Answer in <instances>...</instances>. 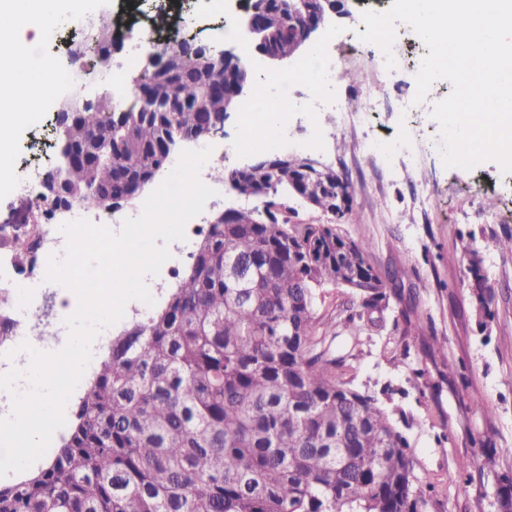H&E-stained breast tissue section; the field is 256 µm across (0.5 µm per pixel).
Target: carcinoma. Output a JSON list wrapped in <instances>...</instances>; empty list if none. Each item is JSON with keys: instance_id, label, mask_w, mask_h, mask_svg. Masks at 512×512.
<instances>
[{"instance_id": "obj_1", "label": "carcinoma", "mask_w": 512, "mask_h": 512, "mask_svg": "<svg viewBox=\"0 0 512 512\" xmlns=\"http://www.w3.org/2000/svg\"><path fill=\"white\" fill-rule=\"evenodd\" d=\"M315 0H249L279 59L304 50L291 12ZM78 49L109 68L105 17L83 24ZM155 74L135 78L132 104L76 105L57 126L58 175L83 207L103 194L135 200L172 171L174 148L202 140L213 119L241 110L252 82L248 57L214 74L192 39L167 40ZM267 148L255 163L217 171L261 207L212 223L195 243L178 287L150 317L112 339L89 377L61 444L41 464L0 481V512H424L407 438L395 410L339 375L353 353L333 347L353 316H318L319 289L359 277L361 307L403 301L394 277L366 259L370 243L333 224H292L288 198L308 196L333 217L336 177L305 171ZM274 221L265 222L264 214ZM466 278L489 322L494 286L478 252Z\"/></svg>"}]
</instances>
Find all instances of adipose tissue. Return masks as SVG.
Returning a JSON list of instances; mask_svg holds the SVG:
<instances>
[{
    "label": "adipose tissue",
    "mask_w": 512,
    "mask_h": 512,
    "mask_svg": "<svg viewBox=\"0 0 512 512\" xmlns=\"http://www.w3.org/2000/svg\"><path fill=\"white\" fill-rule=\"evenodd\" d=\"M60 0H0V180H6L14 130L37 119L36 104L45 96L53 69L39 56L46 20L55 18Z\"/></svg>",
    "instance_id": "adipose-tissue-1"
}]
</instances>
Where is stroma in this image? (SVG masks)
Returning <instances> with one entry per match:
<instances>
[{
  "label": "stroma",
  "mask_w": 512,
  "mask_h": 512,
  "mask_svg": "<svg viewBox=\"0 0 512 512\" xmlns=\"http://www.w3.org/2000/svg\"><path fill=\"white\" fill-rule=\"evenodd\" d=\"M392 0H349L350 15L333 18L328 32H317L313 45H327L340 70L357 72L360 83H336V100L344 111L375 100L366 125L354 130L336 124L335 112L319 114L308 124L305 113L288 117L289 136L278 152L299 154L333 168L353 190L352 214L338 223L349 239L371 241L366 259L383 273L405 274L413 303L390 300L379 327L361 337L354 360L356 386L394 391L393 402L414 423L405 436L413 452L414 474L427 486L425 512H503L500 477L512 472V253L499 251L498 238L512 234V174L493 160L473 170L445 168L439 151L441 127L434 105L447 98L452 85L436 80L418 111H400L401 100L414 99L419 64L428 50L403 23L396 26L393 53L401 65L393 74L380 68L382 51L361 41L362 14L382 12ZM166 15L167 34L188 35L201 44L222 43L242 51L244 37L218 41L224 26H240L244 8L210 10L206 0H78L72 19L58 22L43 52L57 60L74 43L76 24L90 16L109 22L131 16L139 24ZM101 90L82 69L66 74L37 105L40 120L20 126L13 137L11 164L15 179H27L40 193L39 174L54 152L56 112L64 100H93ZM368 136H391L421 149L415 165L387 171L365 159L360 144ZM428 206H419L421 198ZM496 207H488L489 199ZM481 258L484 275L495 286L487 327H480L471 289L463 281L469 258L462 243ZM444 341L443 352L424 349L428 336ZM488 411L477 409V402ZM472 459L461 470L463 459Z\"/></svg>",
  "instance_id": "stroma-1"
}]
</instances>
